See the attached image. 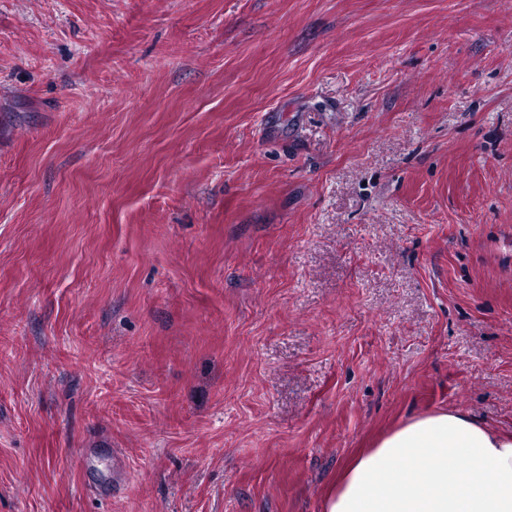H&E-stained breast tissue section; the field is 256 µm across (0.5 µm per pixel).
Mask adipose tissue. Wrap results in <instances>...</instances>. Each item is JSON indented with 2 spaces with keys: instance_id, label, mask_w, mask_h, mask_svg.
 Segmentation results:
<instances>
[{
  "instance_id": "ef3b65f1",
  "label": "adipose tissue",
  "mask_w": 512,
  "mask_h": 512,
  "mask_svg": "<svg viewBox=\"0 0 512 512\" xmlns=\"http://www.w3.org/2000/svg\"><path fill=\"white\" fill-rule=\"evenodd\" d=\"M324 512H512V433L436 410L356 455Z\"/></svg>"
}]
</instances>
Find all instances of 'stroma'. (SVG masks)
<instances>
[{
    "mask_svg": "<svg viewBox=\"0 0 512 512\" xmlns=\"http://www.w3.org/2000/svg\"><path fill=\"white\" fill-rule=\"evenodd\" d=\"M439 409L512 432V0H0V512H324Z\"/></svg>",
    "mask_w": 512,
    "mask_h": 512,
    "instance_id": "obj_1",
    "label": "stroma"
}]
</instances>
